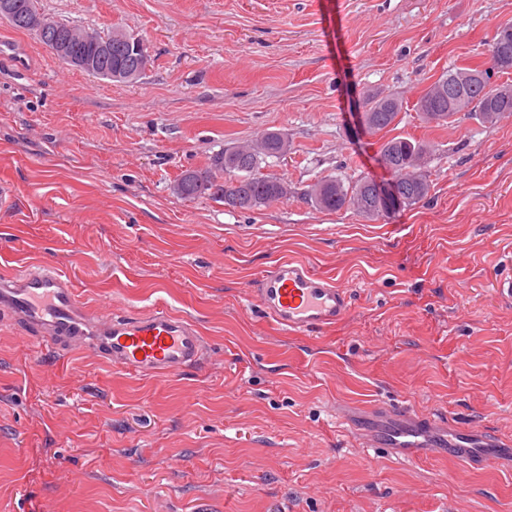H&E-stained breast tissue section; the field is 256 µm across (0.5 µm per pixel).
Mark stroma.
<instances>
[{"mask_svg": "<svg viewBox=\"0 0 512 512\" xmlns=\"http://www.w3.org/2000/svg\"><path fill=\"white\" fill-rule=\"evenodd\" d=\"M55 19L142 35L131 83L61 63L0 20V275L51 266L80 300L168 311L206 363L142 376L54 353L0 315V512H512V468L362 447L336 410L403 403L512 437V115L417 110L449 67L485 63L512 0H40ZM398 96L391 133L366 94ZM283 133L288 195L240 211L173 186L224 147ZM430 145V192L376 221L318 209L324 176L382 182L387 135ZM305 261L352 287L335 327L289 335L249 283ZM364 125L372 133H379L394 124L402 110V101L393 95L367 97L362 102Z\"/></svg>", "mask_w": 512, "mask_h": 512, "instance_id": "35a3bbf8", "label": "stroma"}]
</instances>
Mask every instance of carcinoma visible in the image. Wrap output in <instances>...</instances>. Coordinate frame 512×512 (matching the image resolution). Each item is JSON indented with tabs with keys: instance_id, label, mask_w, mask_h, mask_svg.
Instances as JSON below:
<instances>
[{
	"instance_id": "1",
	"label": "carcinoma",
	"mask_w": 512,
	"mask_h": 512,
	"mask_svg": "<svg viewBox=\"0 0 512 512\" xmlns=\"http://www.w3.org/2000/svg\"><path fill=\"white\" fill-rule=\"evenodd\" d=\"M22 9L6 18L14 28L27 29L31 13L40 10L38 0H20ZM120 38L112 41V64H104L95 74L111 79L110 69L123 68L129 58L123 52L132 45L146 46L145 39L119 28ZM491 66L452 67L419 98L417 109L437 124L446 122L460 112L474 115L484 125H494L508 113L512 114V84H497L496 73L512 69V25L501 28L489 49ZM364 125L379 133L394 124L402 110V101L393 95L371 96L362 102ZM288 139L277 131L267 133L257 147L235 145L215 155L200 169L183 171L176 181L178 195L192 200L209 196L233 209L254 211L283 198L280 179L262 171V163L270 157L286 154ZM429 145L406 137H392L381 144V158L391 173V181L401 199V208H409L423 200L429 184L418 171L414 160L426 156ZM310 199L322 210L339 211L352 208L368 220L387 216L378 206L374 181L358 178L348 183L326 176L311 189Z\"/></svg>"
}]
</instances>
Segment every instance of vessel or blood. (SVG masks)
Returning a JSON list of instances; mask_svg holds the SVG:
<instances>
[{"mask_svg": "<svg viewBox=\"0 0 512 512\" xmlns=\"http://www.w3.org/2000/svg\"><path fill=\"white\" fill-rule=\"evenodd\" d=\"M252 304L283 330L304 334L345 318L350 287L314 275L306 263L284 260L249 285ZM0 313L29 338L68 353L94 351L111 364L143 376L166 377L201 364L204 336L192 322L164 309L113 317L90 310L71 281L53 267L26 268L0 277ZM368 448H391L412 458L422 444L465 466L512 467V437L465 428L410 407L375 404L339 416Z\"/></svg>", "mask_w": 512, "mask_h": 512, "instance_id": "obj_1", "label": "vessel or blood"}]
</instances>
